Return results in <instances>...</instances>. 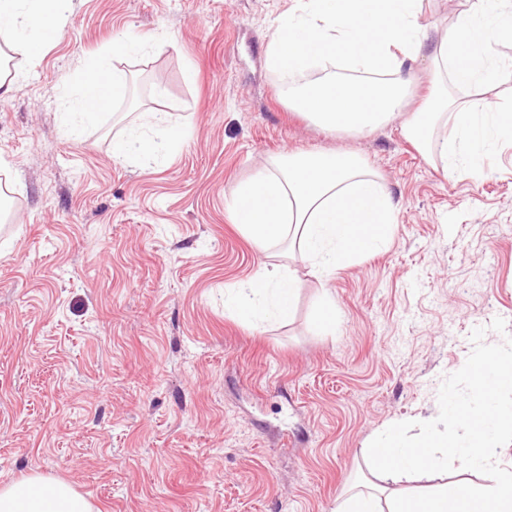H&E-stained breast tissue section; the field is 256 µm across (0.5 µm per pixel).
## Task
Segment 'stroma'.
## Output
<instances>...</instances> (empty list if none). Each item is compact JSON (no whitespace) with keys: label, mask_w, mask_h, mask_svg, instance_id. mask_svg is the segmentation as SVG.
I'll return each mask as SVG.
<instances>
[{"label":"stroma","mask_w":512,"mask_h":512,"mask_svg":"<svg viewBox=\"0 0 512 512\" xmlns=\"http://www.w3.org/2000/svg\"><path fill=\"white\" fill-rule=\"evenodd\" d=\"M294 0H69L37 63L0 99V487L40 474L97 512H336L373 478L364 445L437 416L470 335L512 326V142L489 178L444 177L398 124L329 133L290 110L265 51ZM132 84L65 138L62 103L114 41ZM194 81H186V68ZM193 138L143 164L112 139L145 113ZM349 150L398 203L387 248L328 278L259 252L226 201L268 157ZM296 270L287 321L244 323L224 291ZM336 332L315 322L321 295Z\"/></svg>","instance_id":"obj_1"}]
</instances>
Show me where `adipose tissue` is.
Instances as JSON below:
<instances>
[{"instance_id": "1", "label": "adipose tissue", "mask_w": 512, "mask_h": 512, "mask_svg": "<svg viewBox=\"0 0 512 512\" xmlns=\"http://www.w3.org/2000/svg\"><path fill=\"white\" fill-rule=\"evenodd\" d=\"M66 0H0V37L26 61L60 30ZM423 0H296L277 18L267 61L288 107L320 128L364 134L407 119L401 132L444 175L482 179L487 154L512 139V113L481 97L482 89L512 80L493 45L512 41V0H466L453 25L433 38L421 24ZM139 38L116 43L111 54L89 59V76L69 113L95 122L98 104L129 85L112 55L141 49ZM425 59L477 99L461 101L441 83L414 112L415 64ZM189 124L164 116L151 132L128 126L112 143L117 160L155 159L190 138ZM227 206L233 221L261 251L286 244L313 275L327 277L366 252L385 247L397 222V205L380 172L349 151L283 154L238 183ZM300 287L283 265H262L246 283L224 292V306L249 323L283 321ZM0 512H94L63 481L39 475L0 488Z\"/></svg>"}]
</instances>
